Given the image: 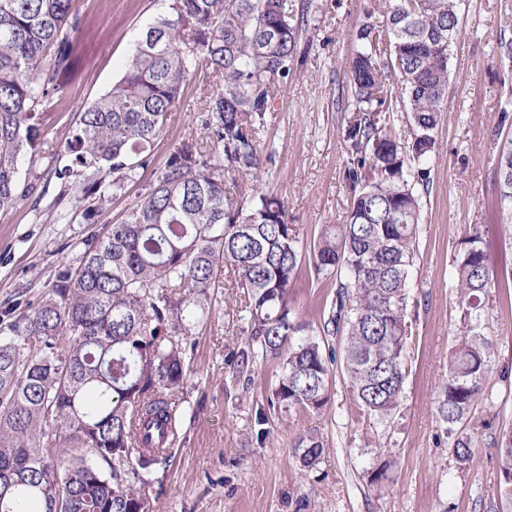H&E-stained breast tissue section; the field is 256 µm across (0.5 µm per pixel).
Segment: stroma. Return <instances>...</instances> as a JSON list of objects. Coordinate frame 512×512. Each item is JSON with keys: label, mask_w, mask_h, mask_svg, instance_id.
Wrapping results in <instances>:
<instances>
[{"label": "stroma", "mask_w": 512, "mask_h": 512, "mask_svg": "<svg viewBox=\"0 0 512 512\" xmlns=\"http://www.w3.org/2000/svg\"><path fill=\"white\" fill-rule=\"evenodd\" d=\"M306 33L311 47L260 132L261 148L275 147L257 186L281 197L304 241L325 224L341 223L350 206L345 181V131L354 101H338L349 83V62L364 21L383 26L384 0H310ZM164 0H74L82 20L72 42L76 69L60 107L42 126V159L28 174L36 189L0 213V310L37 302L58 268L77 263L83 243L103 237L164 168L172 147L201 136L200 90L190 81L149 168L107 196L102 209L61 199L57 172L66 165L60 145L78 128V107L111 90L122 75L137 33L165 10ZM512 35V0H461L459 34L452 46L448 99L430 163L423 200L419 255L408 307L418 312L416 342L394 422L383 426L357 408L341 364L330 367L331 398L321 412L270 408L279 361L255 364L249 380L234 364L244 347L240 324L223 300L196 328L186 412L166 462L150 471L161 481L150 512H512L501 498L497 451L478 445L472 462H457L448 425L437 411L448 357L462 329L451 288L452 262L470 225H480L490 262L512 274V223L496 201L495 164L501 105L512 100V65L497 59L500 33ZM336 298L334 283L302 265L289 290L294 320L317 333ZM480 330L495 344L488 384L490 406L479 414L491 436L512 431V302L494 305ZM265 422H256L257 413ZM322 444L317 461L303 466L294 453L299 434ZM390 468L382 481L374 475Z\"/></svg>", "instance_id": "stroma-1"}]
</instances>
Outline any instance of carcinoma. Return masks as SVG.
I'll use <instances>...</instances> for the list:
<instances>
[{"label": "carcinoma", "mask_w": 512, "mask_h": 512, "mask_svg": "<svg viewBox=\"0 0 512 512\" xmlns=\"http://www.w3.org/2000/svg\"><path fill=\"white\" fill-rule=\"evenodd\" d=\"M141 31L121 78L79 111L63 146L82 198L109 191L150 166L152 149L187 82L199 80L203 139L176 144L155 183L87 242L78 266H64L40 300L0 331V512H149L150 467L165 429L184 413L193 330L211 294L235 293L245 348L238 372L279 359L269 404L318 412L330 400L336 350L294 321L288 290L307 260L336 284L321 325L342 339L341 359L364 414L390 421L400 406L413 341L409 276L419 252L441 104L448 98L459 0H388L385 25L364 23L350 61L348 96L357 115L346 129L345 178L353 199L341 224L306 245L279 198L248 179L261 164L259 132L309 45V0H167ZM81 21L73 0H0V212L31 194L23 166L41 152L42 114L76 66L71 39ZM385 50H380V43ZM406 113L401 141L391 114ZM495 183L512 217V140ZM453 260L463 322L448 358L438 413L456 460L474 459L475 411L490 401L493 341L485 319L494 273L480 226L465 230ZM501 496L512 502V432L492 437ZM295 453L313 464L321 444L301 436Z\"/></svg>", "instance_id": "1"}]
</instances>
